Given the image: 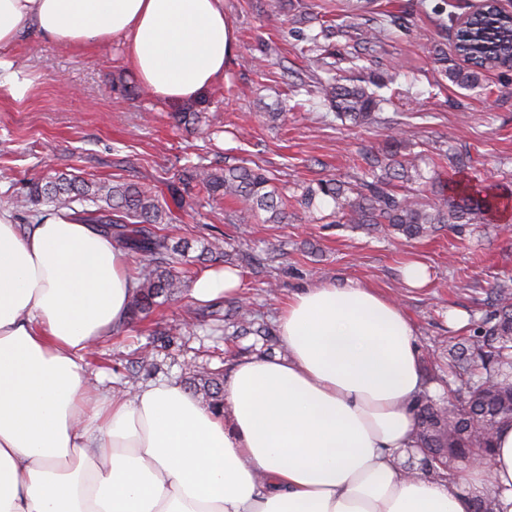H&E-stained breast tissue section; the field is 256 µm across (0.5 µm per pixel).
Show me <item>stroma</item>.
<instances>
[{
  "instance_id": "35a3bbf8",
  "label": "stroma",
  "mask_w": 512,
  "mask_h": 512,
  "mask_svg": "<svg viewBox=\"0 0 512 512\" xmlns=\"http://www.w3.org/2000/svg\"><path fill=\"white\" fill-rule=\"evenodd\" d=\"M474 2L376 0L373 12H394L402 26L363 51L361 64L371 78L399 71L400 93L382 104L378 120L357 127L336 119L318 98L298 106L291 93L292 85L324 74L291 34L304 17L344 25L328 38L336 50L353 45L367 26L370 14L347 18L341 0H224L235 36L224 79L183 103L158 101L144 89L120 45L78 52L28 33L13 61L31 87L20 98L0 92V210L28 179L58 171L140 182L163 199L193 167L227 163L264 169L288 202L285 223L268 224L260 215L233 223L231 200L216 203L195 188L162 227L171 241L188 243L183 267L193 272L206 266L203 245L223 240L241 275L239 294L262 316L268 335L237 327L232 301L224 303V320L205 317L186 328L189 295L164 299L148 318L85 354L94 390L132 394L150 382L183 383L195 371L226 375L239 361L282 353L277 316L294 292L359 280L395 299L413 321L424 382L433 398H447L448 338L465 335L489 311L492 289L512 279V231L497 220L448 224L408 242L337 223L327 201L306 208L298 200L319 178L361 176L364 155L382 147L391 119L405 126L403 151L424 177L443 170L441 156L453 146L469 153L472 184L512 185V70L487 73L475 94L442 77L433 55L434 47L452 48L449 16ZM276 105L285 116L273 123L265 112ZM188 110L203 113L205 123L178 125L175 113ZM413 259L429 270L424 287L403 280L402 268Z\"/></svg>"
}]
</instances>
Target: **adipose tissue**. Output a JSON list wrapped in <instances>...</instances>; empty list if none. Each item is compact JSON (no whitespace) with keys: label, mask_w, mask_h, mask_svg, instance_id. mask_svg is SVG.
Wrapping results in <instances>:
<instances>
[{"label":"adipose tissue","mask_w":512,"mask_h":512,"mask_svg":"<svg viewBox=\"0 0 512 512\" xmlns=\"http://www.w3.org/2000/svg\"><path fill=\"white\" fill-rule=\"evenodd\" d=\"M59 46L118 41L139 82L187 102L224 76V0H0V91L30 79L9 51L27 30ZM131 256L95 225L54 215L19 228L0 211V512H512V423L489 467L433 478L401 467L423 390L416 330L371 286L317 284L278 315L284 347L237 363L224 411L160 381L90 395L82 364L129 316ZM211 267L198 302L236 295Z\"/></svg>","instance_id":"ef3b65f1"}]
</instances>
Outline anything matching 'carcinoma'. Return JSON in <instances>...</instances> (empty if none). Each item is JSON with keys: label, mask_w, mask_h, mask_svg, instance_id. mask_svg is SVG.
<instances>
[{"label": "carcinoma", "mask_w": 512, "mask_h": 512, "mask_svg": "<svg viewBox=\"0 0 512 512\" xmlns=\"http://www.w3.org/2000/svg\"><path fill=\"white\" fill-rule=\"evenodd\" d=\"M399 25V17L385 14L374 27L360 33L362 43L381 41L386 25ZM455 56L463 64H448L440 50L437 61L448 79L459 87L475 91L482 87L484 74L507 69L512 64V20L495 12L477 13L469 27L453 42ZM362 77L318 78L306 94L321 98L336 118L353 125L374 119L384 99L364 86ZM404 137L388 136L385 147L365 156L367 172L354 182L321 178L305 190L301 204L314 205L317 198L333 203V213L342 224L372 232H393L407 239L429 235L439 224H482L487 217L505 212L512 203V189L499 184L473 189L454 182L440 184L434 199L422 197L413 185L423 175L413 159L402 154ZM448 166L457 173L471 168L468 154L448 149ZM212 198H229L239 205L240 218L267 213L265 221L280 224L288 217L287 202L272 184V178L258 168L228 165L217 171L199 166L186 176ZM20 208L49 203L54 210L95 224L127 251L139 254V284L132 296L130 318H144L160 297L171 298L184 287L182 250L160 233L157 225L171 216L168 205L139 182L84 180L65 172L27 180L16 195ZM496 309L471 324L469 335L448 344V391L461 397L446 405L429 394L417 397L421 447V468L428 476L453 473L468 464L470 449L489 448L500 423L512 418V286L498 285L494 292ZM190 385L209 398V408H224L223 383L218 377L194 378Z\"/></svg>", "instance_id": "carcinoma-1"}]
</instances>
